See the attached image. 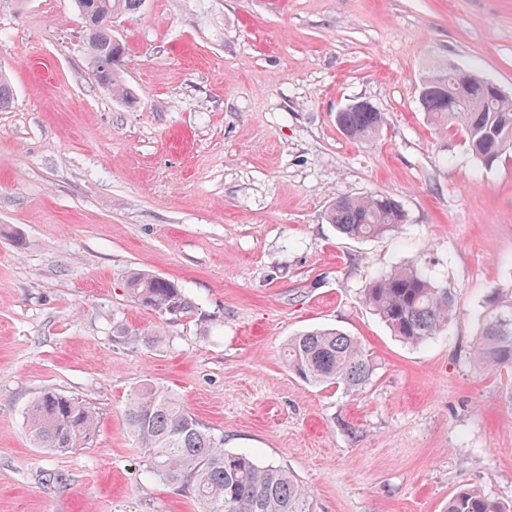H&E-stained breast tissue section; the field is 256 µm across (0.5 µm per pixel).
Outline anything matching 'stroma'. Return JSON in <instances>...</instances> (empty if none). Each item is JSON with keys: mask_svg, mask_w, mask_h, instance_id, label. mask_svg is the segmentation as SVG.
<instances>
[{"mask_svg": "<svg viewBox=\"0 0 512 512\" xmlns=\"http://www.w3.org/2000/svg\"><path fill=\"white\" fill-rule=\"evenodd\" d=\"M112 33L125 100L91 78L73 0H0V512H205L126 426L146 382L287 468L314 512H444L462 485L512 507V372L473 354L490 298L512 297V152L482 165L419 103L448 64L512 97V0H145ZM357 100L388 115L369 143L336 124ZM373 192L402 206L398 233L327 223ZM405 263L457 302L417 346L361 299ZM135 270L193 310L137 307ZM318 327L359 337L361 390L289 371L286 342ZM48 388L97 412L90 447L30 443Z\"/></svg>", "mask_w": 512, "mask_h": 512, "instance_id": "35a3bbf8", "label": "stroma"}]
</instances>
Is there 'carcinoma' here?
<instances>
[{"instance_id": "obj_1", "label": "carcinoma", "mask_w": 512, "mask_h": 512, "mask_svg": "<svg viewBox=\"0 0 512 512\" xmlns=\"http://www.w3.org/2000/svg\"><path fill=\"white\" fill-rule=\"evenodd\" d=\"M143 0H74L78 15L86 5L107 19L138 12ZM88 61L112 59L104 70L91 69L102 88L129 95L121 76L125 46L104 24L86 30ZM420 105L439 126L461 132L471 151L486 166L512 149V98L491 92L478 74L440 68L423 78ZM336 122L351 140L366 143L387 123L386 114L366 108L339 112ZM328 223L349 238L395 231L406 221L401 205L386 194L345 197L332 202ZM126 291L137 305L158 314L192 308L178 283L133 272ZM365 304L394 336L421 344L439 335L456 314L453 295L435 286L421 270L400 266L380 274L363 290ZM483 318L475 358L483 367L512 369V299L494 302ZM285 359L291 372L315 384H338L355 390L368 384L374 365L361 342L337 329L316 328L288 341ZM130 433L147 449L151 469L162 480L179 485L206 506V512H313L308 489L282 466L263 465L245 452L224 449L213 434L173 395L146 383L125 411ZM26 424L39 448L66 452L85 448L95 438L97 413L77 397L46 389L28 406ZM446 512H505L495 499L461 486L448 499Z\"/></svg>"}]
</instances>
